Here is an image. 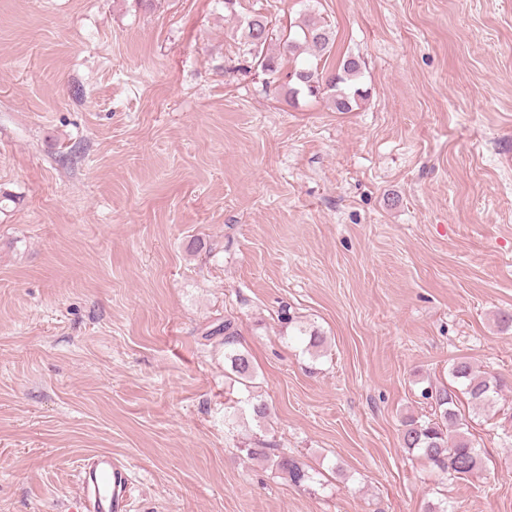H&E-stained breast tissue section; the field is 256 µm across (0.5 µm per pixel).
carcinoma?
Segmentation results:
<instances>
[{
  "label": "carcinoma",
  "instance_id": "obj_1",
  "mask_svg": "<svg viewBox=\"0 0 512 512\" xmlns=\"http://www.w3.org/2000/svg\"><path fill=\"white\" fill-rule=\"evenodd\" d=\"M295 31L274 33L268 18L260 13L244 19L242 33L243 55L251 57L271 83L285 80L288 93L326 98L338 112H350L353 105L367 97L359 87L362 65L359 58L347 55L339 58L333 72L326 74L319 62L328 60L335 52L336 33L312 13L295 24ZM278 36L282 51L269 52L273 36ZM224 334V360L243 382L252 377L248 355L238 348V333L231 321L214 330ZM461 392L448 386L434 387L422 392L431 400L432 413L410 417L404 421L401 445L423 459L430 468L444 475L467 476L481 464V457L467 435L466 418L458 406V394H464L476 411L495 407L499 396L509 385L500 376L475 369L467 360L457 359L448 369ZM246 454L271 462L276 472L296 486L313 482V474L294 457L285 452L273 456L264 448H248Z\"/></svg>",
  "mask_w": 512,
  "mask_h": 512
}]
</instances>
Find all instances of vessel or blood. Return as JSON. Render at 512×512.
Returning <instances> with one entry per match:
<instances>
[{"mask_svg": "<svg viewBox=\"0 0 512 512\" xmlns=\"http://www.w3.org/2000/svg\"><path fill=\"white\" fill-rule=\"evenodd\" d=\"M131 484L128 466L111 454H92L80 466L85 512H128Z\"/></svg>", "mask_w": 512, "mask_h": 512, "instance_id": "vessel-or-blood-1", "label": "vessel or blood"}]
</instances>
